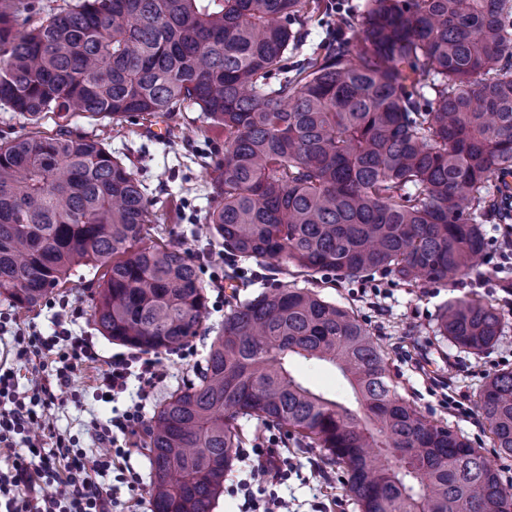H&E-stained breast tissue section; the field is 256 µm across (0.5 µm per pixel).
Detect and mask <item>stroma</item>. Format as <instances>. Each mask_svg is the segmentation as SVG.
Here are the masks:
<instances>
[{"label":"stroma","mask_w":512,"mask_h":512,"mask_svg":"<svg viewBox=\"0 0 512 512\" xmlns=\"http://www.w3.org/2000/svg\"><path fill=\"white\" fill-rule=\"evenodd\" d=\"M70 128L76 133L104 139L115 153L141 159L143 174L158 199L155 210L161 225L172 230L177 242L191 256L205 258L204 278L210 284L206 324L219 327L227 312L222 288L223 248L205 232V215L211 201L202 169L192 161L191 149L196 146L203 150L210 144L223 147V132L213 130L208 137L198 136L187 142L169 135L152 134L150 129L140 125L115 124L82 115L72 117ZM484 232L488 241L484 260L476 271L454 286L439 283L413 287L381 280L375 286L364 287L339 279L333 286L322 289L321 296L326 301L357 311L384 349L403 399L482 449L492 458L504 489L512 494V456L497 455L490 444L487 425L476 406V393L489 375L501 369H512V255L504 251L499 225H485ZM472 295L491 300L503 321L497 342L478 355L460 350L437 333V318L443 305L449 299ZM63 302L73 314L72 330L92 337L100 359L77 365L69 391L76 394L78 400L57 411V427L60 433L74 437L78 447L90 450L94 447L88 434L91 418H106L112 412L123 411L131 400L125 395L109 405L97 396L100 371L106 360L122 352L123 347L96 334L90 318L89 290L73 285L31 310L15 308L0 296V315L8 320L7 331L0 336V356L9 354L13 331L33 327L45 335L52 333L53 315ZM210 343V337L199 336L193 341L196 349L193 355L182 352L159 354L165 377L153 389L148 408H155L169 389L190 375L197 363L203 362ZM297 370L312 387L335 395L348 408H355L350 386L332 367L311 360L300 362ZM238 423L257 445L241 449L228 479L230 490L220 496L213 512H240L243 498L232 494L231 489L248 479L255 470L258 462L256 448L272 446L281 457L292 458L295 467L284 482L263 476L265 491L288 498L295 512H359L356 501L346 490V472L328 464L321 449L300 448L294 444L277 447L272 442V431L257 420L244 416Z\"/></svg>","instance_id":"stroma-1"}]
</instances>
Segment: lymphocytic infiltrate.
Wrapping results in <instances>:
<instances>
[{
	"instance_id": "f902f5d3",
	"label": "lymphocytic infiltrate",
	"mask_w": 512,
	"mask_h": 512,
	"mask_svg": "<svg viewBox=\"0 0 512 512\" xmlns=\"http://www.w3.org/2000/svg\"><path fill=\"white\" fill-rule=\"evenodd\" d=\"M67 312L54 318L53 335L16 336L17 354L39 365L43 376L33 392L19 388L15 368L0 365V453L24 443L27 457L13 458L0 468V512H133L141 502L142 478L129 468L130 453L118 443L143 420L144 403L163 378L158 362L137 354L113 355L100 377L101 396L125 393L130 379L138 388L132 404L121 415L94 419L89 432L104 451L101 454L72 447L55 431L52 412L63 405L65 389L77 364L96 361L93 340L67 328ZM126 484L130 497L117 506L110 475ZM56 483L52 496L41 494L42 483Z\"/></svg>"
}]
</instances>
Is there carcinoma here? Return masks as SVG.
I'll list each match as a JSON object with an SVG mask.
<instances>
[{
	"instance_id": "cac0c4a2",
	"label": "carcinoma",
	"mask_w": 512,
	"mask_h": 512,
	"mask_svg": "<svg viewBox=\"0 0 512 512\" xmlns=\"http://www.w3.org/2000/svg\"><path fill=\"white\" fill-rule=\"evenodd\" d=\"M312 21L326 36L305 50ZM186 104L224 129L200 166L231 293L204 365L142 429L153 512H213L251 445L241 416L322 449L361 512H512L482 449L404 402L359 315L318 292L378 273L453 285L483 258L482 224L512 225V0H65L45 16L0 0V106L36 127L0 138V296L33 309L88 268L102 336L148 355L209 331L202 266L153 239L138 167L69 128L78 112L168 124ZM252 259L268 286L241 301ZM501 327L474 296L438 319L473 353ZM296 357L334 367L362 414ZM477 407L511 456L512 369Z\"/></svg>"
}]
</instances>
